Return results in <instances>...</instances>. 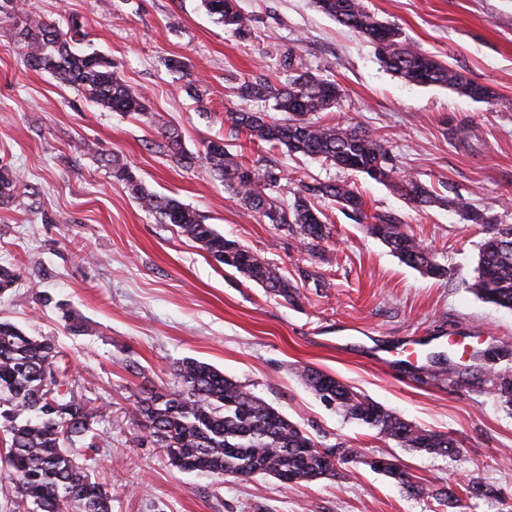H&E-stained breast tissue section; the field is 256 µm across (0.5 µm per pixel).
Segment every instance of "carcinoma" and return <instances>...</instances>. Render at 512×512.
Listing matches in <instances>:
<instances>
[{"mask_svg":"<svg viewBox=\"0 0 512 512\" xmlns=\"http://www.w3.org/2000/svg\"><path fill=\"white\" fill-rule=\"evenodd\" d=\"M217 22L236 32L249 27L237 0H202ZM319 10L353 29L372 44L389 40L385 67L408 83L440 85L470 96L465 75L435 56L400 40L399 29L386 25L368 11L364 0H315ZM23 16L16 25V41L25 64L53 74L85 99L112 112L152 117L147 99L121 78L112 59L79 47L83 38L74 20L61 24L23 12L19 0H0V21ZM289 72L279 86L267 79L245 81L238 87L244 101L274 100L282 118L239 107L224 113V122L275 149L291 155L318 157L333 165L391 186L418 206L453 205L467 220L484 223V212L462 200L435 194L417 179L397 174L388 146L372 134L341 123L329 124L315 115L331 109L338 96L335 82L305 69L294 68L293 55L283 61ZM163 152L183 167L199 165L224 181L247 209L276 225L299 230L303 244L321 246L330 231L317 207L329 201L356 224L385 243L406 265L444 277L448 269L435 260L421 242L408 233L392 212L369 214L365 203L345 181L299 180L292 204L280 205L272 191L280 186L282 170L275 164L261 168L236 160L220 139L209 140L193 153L179 134L161 132ZM113 182L123 186L138 205L155 214L162 224L202 247L216 262L243 274L267 292L288 299L293 283L277 265L257 256L237 242L224 238L192 207L171 196L151 191L130 166L116 157L106 159ZM18 183L8 165H0V206L15 201ZM482 300L512 310V225L490 228L479 247L476 276L471 285ZM60 351L46 339L29 336L12 323L0 321V441L5 453L0 464L11 473V492L32 505L30 512H112V496L88 468L76 460V448H96L91 435L93 420L102 412L74 392L66 371L58 366ZM176 389L151 391L139 401L138 416L151 442L163 448L171 463L188 472L217 477L271 473L288 486L338 475L330 458L332 448H322L297 425L237 381L214 366L187 358L177 363ZM300 377L320 399L344 417L391 439L401 448L450 456L456 441L443 433L418 428L391 409L362 395L335 377L304 368ZM495 395L512 411V381L503 377ZM409 495L419 486L395 464L384 470ZM468 498L491 499L494 490L479 481L467 485Z\"/></svg>","mask_w":512,"mask_h":512,"instance_id":"obj_1","label":"carcinoma"}]
</instances>
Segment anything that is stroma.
Listing matches in <instances>:
<instances>
[{
	"label": "stroma",
	"instance_id": "obj_1",
	"mask_svg": "<svg viewBox=\"0 0 512 512\" xmlns=\"http://www.w3.org/2000/svg\"><path fill=\"white\" fill-rule=\"evenodd\" d=\"M364 3L407 41L512 99V0ZM238 6L251 20L244 34L216 23L202 0H26V10L42 17L81 22L86 44L145 95L148 121L28 69L13 22L0 23V162L19 181L15 202L0 207V266L17 275L0 295V320L61 347L77 392L103 408L93 424L99 450L82 462L111 493L112 512H512V412L491 383L496 374L512 379V310L471 289L487 227L454 205L422 209L363 174L268 151L222 121L241 105L235 87L283 82L282 62L294 56L295 66L341 89L322 121L371 131L389 146L400 175L512 224V109L403 81L372 43L313 0ZM172 58L185 69L171 70ZM166 128L192 152L219 138L253 165L275 160L285 205L298 173L350 182L369 210L398 215L447 276L407 266L328 204L321 210L329 238L319 249L304 247L205 168L174 165L159 149ZM92 142L98 153L87 151ZM102 152L279 266L294 297L267 294L174 225L158 223L113 183ZM68 310L81 317V329H69ZM185 358L217 367L323 447L397 459L421 493L408 495L396 480L345 460L339 477L288 486L263 474L220 478L176 468L152 443H135L134 410L146 392L172 387L173 367ZM303 366L451 435L455 454H418L345 418L306 387L297 374ZM471 479L493 487L496 499L448 500Z\"/></svg>",
	"mask_w": 512,
	"mask_h": 512
}]
</instances>
